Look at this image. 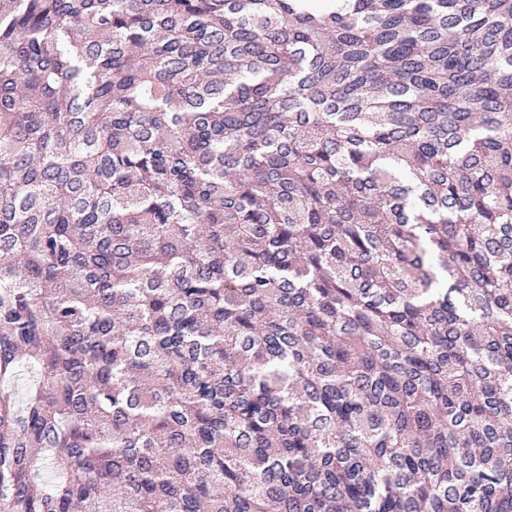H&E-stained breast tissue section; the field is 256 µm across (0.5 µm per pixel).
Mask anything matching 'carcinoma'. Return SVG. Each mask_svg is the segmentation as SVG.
Masks as SVG:
<instances>
[{
	"instance_id": "obj_1",
	"label": "carcinoma",
	"mask_w": 512,
	"mask_h": 512,
	"mask_svg": "<svg viewBox=\"0 0 512 512\" xmlns=\"http://www.w3.org/2000/svg\"><path fill=\"white\" fill-rule=\"evenodd\" d=\"M0 512H512V0H0Z\"/></svg>"
}]
</instances>
